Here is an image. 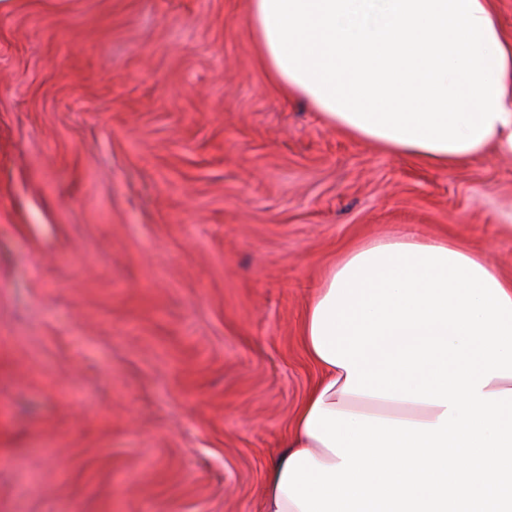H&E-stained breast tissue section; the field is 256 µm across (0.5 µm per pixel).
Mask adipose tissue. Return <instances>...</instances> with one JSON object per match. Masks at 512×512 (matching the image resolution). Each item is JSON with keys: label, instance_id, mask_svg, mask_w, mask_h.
Instances as JSON below:
<instances>
[{"label": "adipose tissue", "instance_id": "adipose-tissue-1", "mask_svg": "<svg viewBox=\"0 0 512 512\" xmlns=\"http://www.w3.org/2000/svg\"><path fill=\"white\" fill-rule=\"evenodd\" d=\"M273 86L349 138L450 169L512 155L492 0H250ZM319 370L263 512H512V278L448 239H373L308 303Z\"/></svg>", "mask_w": 512, "mask_h": 512}]
</instances>
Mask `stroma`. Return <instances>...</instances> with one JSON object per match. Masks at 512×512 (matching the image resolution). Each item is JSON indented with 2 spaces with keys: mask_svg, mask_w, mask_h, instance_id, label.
I'll return each instance as SVG.
<instances>
[{
  "mask_svg": "<svg viewBox=\"0 0 512 512\" xmlns=\"http://www.w3.org/2000/svg\"><path fill=\"white\" fill-rule=\"evenodd\" d=\"M250 0H0V512H262L329 267L512 276V155L451 169L268 81Z\"/></svg>",
  "mask_w": 512,
  "mask_h": 512,
  "instance_id": "35a3bbf8",
  "label": "stroma"
}]
</instances>
